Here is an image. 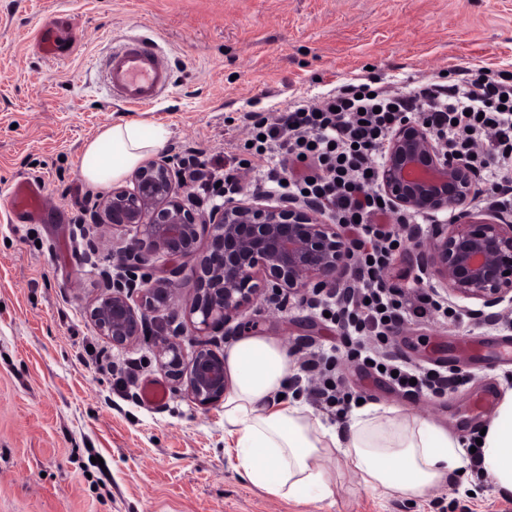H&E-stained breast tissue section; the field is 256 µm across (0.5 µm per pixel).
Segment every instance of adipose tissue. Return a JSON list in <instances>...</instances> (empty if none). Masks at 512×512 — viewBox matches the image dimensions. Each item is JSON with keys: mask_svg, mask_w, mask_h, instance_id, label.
I'll list each match as a JSON object with an SVG mask.
<instances>
[{"mask_svg": "<svg viewBox=\"0 0 512 512\" xmlns=\"http://www.w3.org/2000/svg\"><path fill=\"white\" fill-rule=\"evenodd\" d=\"M168 140L165 126L125 120L104 129L84 149L81 174L106 187L133 173ZM230 389L224 397V434L233 441L249 482L286 501L327 497L324 461L339 453L368 487L422 497L463 465V445L447 428L391 407L361 406L344 427L324 425L295 396L283 397L288 355L276 340L246 335L224 354ZM483 473L512 494V391L506 393L482 437Z\"/></svg>", "mask_w": 512, "mask_h": 512, "instance_id": "1", "label": "adipose tissue"}]
</instances>
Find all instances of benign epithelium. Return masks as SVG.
<instances>
[{"mask_svg":"<svg viewBox=\"0 0 512 512\" xmlns=\"http://www.w3.org/2000/svg\"><path fill=\"white\" fill-rule=\"evenodd\" d=\"M177 179L171 159H152L136 170L133 188L113 187L91 212L92 223L121 231L112 256L125 274L113 278L89 310L99 334L112 344L127 345L144 335L149 316L176 305L184 278L195 283L185 306L192 333L218 329L226 338L241 333L237 316L262 295L280 304L298 297L314 309L348 287L352 247L314 204L282 197L272 205L263 195L233 198L205 211L183 202ZM379 186L397 211L452 215L449 222H434L428 239L416 244L422 273L448 292V302L476 304L468 312L483 320L494 317L503 302L512 303V211L489 202L469 210L474 175L465 163L448 158L424 125L405 121L392 134ZM155 254L172 264L154 279L138 277ZM177 336L158 327V369L201 406L223 401L224 354L200 343L187 359Z\"/></svg>","mask_w":512,"mask_h":512,"instance_id":"7a95c632","label":"benign epithelium"}]
</instances>
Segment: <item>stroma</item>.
<instances>
[{
  "label": "stroma",
  "instance_id": "1",
  "mask_svg": "<svg viewBox=\"0 0 512 512\" xmlns=\"http://www.w3.org/2000/svg\"><path fill=\"white\" fill-rule=\"evenodd\" d=\"M47 24L60 58L35 47ZM134 33L158 44L171 83L152 107L105 108V61ZM455 66L512 71V0H0V512H512L472 467L424 497L389 496L338 454L328 497L269 495L228 448L223 404L202 407L175 388L150 337L114 346L86 314L117 272L111 226L85 216L105 191L80 173L86 143L104 128L164 125V156L191 150L220 169L241 151L245 113L367 74L408 92ZM20 181L43 186L39 214L13 209ZM240 319L286 348L294 374L340 342L296 298L258 299ZM508 343L512 325L465 312L402 325L388 355L467 377L433 401L344 356L336 372L365 403L425 416L467 443L492 418L477 413L476 396L512 390V361L500 355ZM150 384L164 401L145 399Z\"/></svg>",
  "mask_w": 512,
  "mask_h": 512
}]
</instances>
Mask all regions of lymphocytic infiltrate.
<instances>
[{
    "mask_svg": "<svg viewBox=\"0 0 512 512\" xmlns=\"http://www.w3.org/2000/svg\"><path fill=\"white\" fill-rule=\"evenodd\" d=\"M411 117L475 171L483 194L512 209V74L488 67L462 68L453 81L423 82L409 93L354 78L268 116H249L250 152L257 164L232 156L222 171L205 169L192 157L182 165L191 180L206 187L235 188L246 171L260 187L308 195L328 211L352 236L358 256V288L346 301L324 306L348 356L397 373L406 394L433 398L449 385L447 375L381 353L405 320L448 317L447 305L424 286L400 288L383 277L395 236L388 229L391 208L380 202L377 172L390 136Z\"/></svg>",
    "mask_w": 512,
    "mask_h": 512,
    "instance_id": "f902f5d3",
    "label": "lymphocytic infiltrate"
}]
</instances>
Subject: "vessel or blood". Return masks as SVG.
Masks as SVG:
<instances>
[{"label":"vessel or blood","instance_id":"b4317fda","mask_svg":"<svg viewBox=\"0 0 512 512\" xmlns=\"http://www.w3.org/2000/svg\"><path fill=\"white\" fill-rule=\"evenodd\" d=\"M112 96L128 105L151 106L162 96L170 76L161 55L145 38H128L113 50L105 69ZM13 206L29 211L42 207L41 190L29 183H17L11 191Z\"/></svg>","mask_w":512,"mask_h":512}]
</instances>
